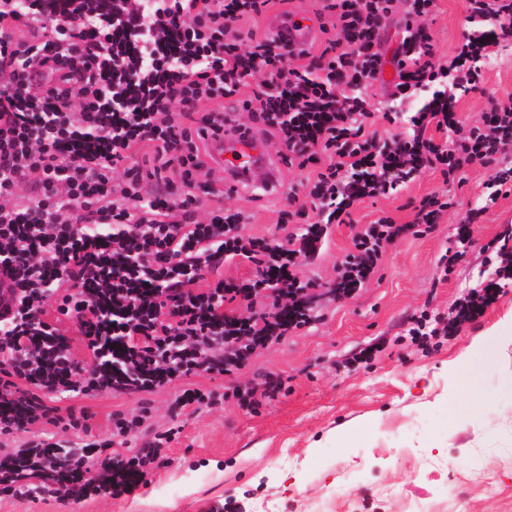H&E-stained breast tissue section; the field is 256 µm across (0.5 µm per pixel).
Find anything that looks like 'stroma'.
<instances>
[{"instance_id":"stroma-1","label":"stroma","mask_w":512,"mask_h":512,"mask_svg":"<svg viewBox=\"0 0 512 512\" xmlns=\"http://www.w3.org/2000/svg\"><path fill=\"white\" fill-rule=\"evenodd\" d=\"M440 54L453 55L474 25L467 0H439L429 23ZM484 81L463 95V121L480 119L512 98V44L481 65ZM512 166V153L485 166H464L450 177L427 172L377 199L353 207L346 224L333 225L319 260L304 266L316 282L319 319L286 340L257 352L235 379L275 373L287 383L276 400L247 409L235 401L213 409H178L184 386L223 390L226 380L200 372L150 396L147 425L178 428L164 460L132 492L61 502L0 494V512H407L413 501H444L443 512H512V338L500 339L477 387L492 404L471 408L457 384L454 361L505 314V286L477 323L421 346L406 335L420 313L447 316L453 303L496 277L489 256L512 246V191L497 200L488 184ZM447 195L453 206L429 233L387 247L377 275L349 299L328 290L334 267L361 228L382 216L411 221L428 195ZM232 207L250 216L247 233L281 237L277 218L283 192L240 193ZM470 235L458 228L470 212ZM454 254L449 275L441 258ZM382 343L366 363L359 351ZM136 394L73 393L61 407L85 409L93 439L109 438L114 412L132 411Z\"/></svg>"}]
</instances>
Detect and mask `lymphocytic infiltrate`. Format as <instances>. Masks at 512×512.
<instances>
[{
	"instance_id": "1",
	"label": "lymphocytic infiltrate",
	"mask_w": 512,
	"mask_h": 512,
	"mask_svg": "<svg viewBox=\"0 0 512 512\" xmlns=\"http://www.w3.org/2000/svg\"><path fill=\"white\" fill-rule=\"evenodd\" d=\"M272 0H112L83 14L74 0H32L29 14L0 9V274L12 282L13 311L0 319V435L46 421L87 432L84 411L55 400L80 390L149 394L203 371L229 376L257 349L316 318L299 268L319 258L330 228L367 198L425 172L449 176L512 150V101L468 124L456 91L477 90L480 63L512 37V0H468L483 24L451 60L437 58L424 23L437 0H329L319 28L324 47L287 48L252 22ZM401 15L393 56V99L431 91L409 135L373 129L367 89L383 70L378 30ZM42 17L44 39L21 30ZM449 82L442 90L440 82ZM243 96L253 123L267 128L289 164L318 167L307 180L310 204L280 211V225L305 218L285 241L244 234V211L218 206L200 216L195 194L212 143L224 139L219 103ZM217 108L201 111L204 101ZM154 149L152 172L137 151ZM33 194L17 200L20 186ZM448 202L424 198L411 222L380 217L353 239L333 290L350 297L376 274L385 249L433 228ZM252 264L253 277L219 275L224 264ZM95 361L85 373L69 339L46 319L48 293ZM497 288L469 289L442 325L428 314L408 334L421 344L455 335L496 300ZM283 315L257 311L259 299ZM236 304L225 312V304ZM284 379L264 373L225 392L185 388L178 408H212L232 399L252 408L272 400ZM148 407L112 417V437L95 445L33 438L0 456V494L119 497L176 435L168 429L131 456L113 457L143 425Z\"/></svg>"
}]
</instances>
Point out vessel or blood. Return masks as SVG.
Here are the masks:
<instances>
[{
    "mask_svg": "<svg viewBox=\"0 0 512 512\" xmlns=\"http://www.w3.org/2000/svg\"><path fill=\"white\" fill-rule=\"evenodd\" d=\"M265 29L284 42L303 47L315 36L317 23L311 14L297 12L288 18H268ZM211 154L214 164L224 169L226 191L258 188L269 193L280 185L284 160L266 152L259 138L229 133L225 135L223 143L213 146Z\"/></svg>",
    "mask_w": 512,
    "mask_h": 512,
    "instance_id": "b4317fda",
    "label": "vessel or blood"
}]
</instances>
